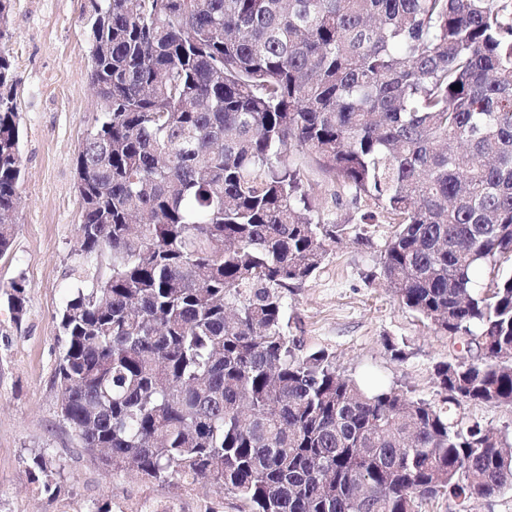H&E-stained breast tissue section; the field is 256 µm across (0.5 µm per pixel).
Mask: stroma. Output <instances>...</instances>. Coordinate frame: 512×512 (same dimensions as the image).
<instances>
[{
	"label": "stroma",
	"instance_id": "1",
	"mask_svg": "<svg viewBox=\"0 0 512 512\" xmlns=\"http://www.w3.org/2000/svg\"><path fill=\"white\" fill-rule=\"evenodd\" d=\"M85 0H11L6 47L18 78L22 204L9 252L0 257V512H89L109 502L111 512H136L143 503L175 512H237L218 489L187 492L148 484L135 474H112L98 455L79 444L59 417L53 375L64 348L60 314L85 267L75 190L76 157L100 115L90 82V35L81 20ZM291 166L304 173L319 218L349 223L365 243L345 240L330 248L321 268L286 297L288 335L301 353L323 350L337 369L368 389L397 388L416 399L439 401L434 368L466 358V338L437 331L399 305L380 276L393 225L373 200L354 198L328 177L308 152L291 150ZM375 212L373 223L361 214ZM25 287V314L13 321L6 292ZM404 348L395 359L391 347ZM48 450L66 477L64 492L46 503L34 495L25 472L31 453ZM419 512H512V489L458 506L436 497Z\"/></svg>",
	"mask_w": 512,
	"mask_h": 512
}]
</instances>
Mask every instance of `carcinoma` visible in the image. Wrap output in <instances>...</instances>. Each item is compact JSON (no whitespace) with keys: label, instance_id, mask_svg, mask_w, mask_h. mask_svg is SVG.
<instances>
[{"label":"carcinoma","instance_id":"cac0c4a2","mask_svg":"<svg viewBox=\"0 0 512 512\" xmlns=\"http://www.w3.org/2000/svg\"><path fill=\"white\" fill-rule=\"evenodd\" d=\"M10 0H0V257L21 177ZM512 0H89L101 118L76 158L86 275L60 317L57 407L83 447L241 512H417L512 488V443L460 416L512 405ZM460 89L454 90L452 86ZM309 151L396 230L381 275L477 359L444 396L362 389L299 355L284 294L347 224L314 215ZM484 267L490 294L473 288ZM25 288L7 301L25 313ZM32 491H64L55 458Z\"/></svg>","mask_w":512,"mask_h":512}]
</instances>
